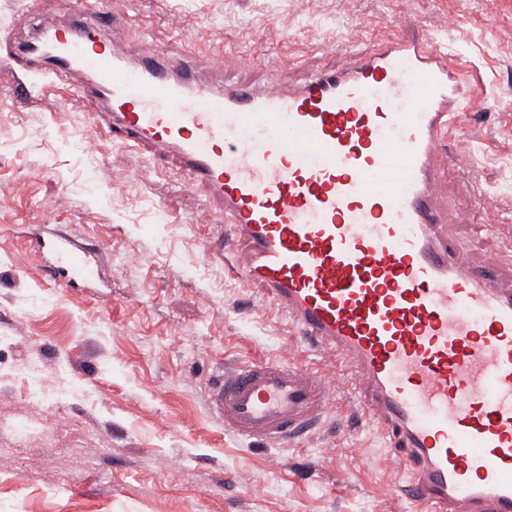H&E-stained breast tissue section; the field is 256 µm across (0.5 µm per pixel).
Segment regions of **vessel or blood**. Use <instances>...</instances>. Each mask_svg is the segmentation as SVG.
<instances>
[{
	"mask_svg": "<svg viewBox=\"0 0 512 512\" xmlns=\"http://www.w3.org/2000/svg\"><path fill=\"white\" fill-rule=\"evenodd\" d=\"M72 15L45 31L52 62L14 53L42 92L68 82L94 130L189 173L227 226L210 254L236 252L235 276L341 361L417 512H512V239L482 225L498 245L475 265L450 233L463 201L437 195L474 70L407 26L299 86L215 90L159 48L115 55L112 0ZM30 242L55 286L95 278L65 235L39 225ZM331 395L325 374L268 358L225 369L207 399L225 430L285 445Z\"/></svg>",
	"mask_w": 512,
	"mask_h": 512,
	"instance_id": "1",
	"label": "vessel or blood"
}]
</instances>
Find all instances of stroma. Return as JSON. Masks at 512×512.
Instances as JSON below:
<instances>
[{"instance_id":"stroma-1","label":"stroma","mask_w":512,"mask_h":512,"mask_svg":"<svg viewBox=\"0 0 512 512\" xmlns=\"http://www.w3.org/2000/svg\"><path fill=\"white\" fill-rule=\"evenodd\" d=\"M72 0H0V80L13 38L64 21ZM114 49L136 58L150 42L200 63L196 79L298 84L343 66L402 22L445 39L477 72L484 94L447 145L466 141L471 166L443 197H464L454 235L474 262L512 232V0H120ZM184 173L92 130L69 88L19 103L0 98V367L37 366L39 382L0 380V420L38 424L0 432L12 471L0 474V512H414L375 425L344 388L335 356L299 338L285 315L210 256L224 233ZM62 225L102 267L101 283L56 288L31 225ZM317 366L335 388L317 428L280 447L226 432L210 411L213 378L253 359ZM64 381L69 392L37 397Z\"/></svg>"}]
</instances>
